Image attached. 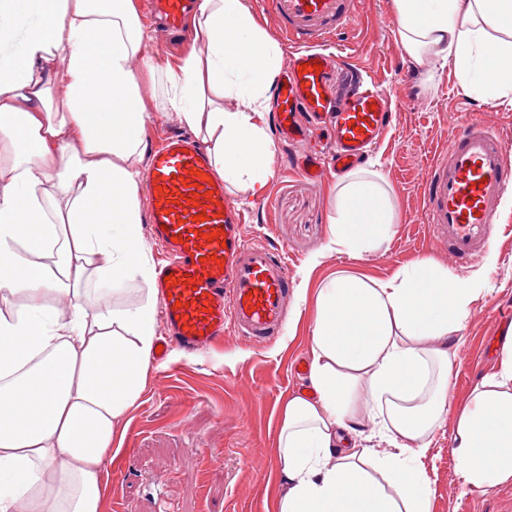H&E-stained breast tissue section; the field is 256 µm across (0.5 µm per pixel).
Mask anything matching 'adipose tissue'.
<instances>
[{
  "label": "adipose tissue",
  "mask_w": 512,
  "mask_h": 512,
  "mask_svg": "<svg viewBox=\"0 0 512 512\" xmlns=\"http://www.w3.org/2000/svg\"><path fill=\"white\" fill-rule=\"evenodd\" d=\"M404 50L452 68L466 95L512 100V0H392ZM207 37L152 67L164 107L251 191L274 178L270 111L283 52L246 0H200ZM98 37L88 51L89 34ZM150 37L134 0H0V512H103L120 424L156 337L140 163ZM331 242L356 254L395 234L396 199L363 167L331 190ZM149 284L88 306L89 281ZM477 283L433 259L390 278L339 273L315 301L309 384L282 405L277 512H430L420 460L448 412ZM459 414L453 452L476 486L512 482V336ZM375 432L395 451L358 439Z\"/></svg>",
  "instance_id": "1"
}]
</instances>
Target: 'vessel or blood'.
Masks as SVG:
<instances>
[{
	"label": "vessel or blood",
	"mask_w": 512,
	"mask_h": 512,
	"mask_svg": "<svg viewBox=\"0 0 512 512\" xmlns=\"http://www.w3.org/2000/svg\"><path fill=\"white\" fill-rule=\"evenodd\" d=\"M268 2L293 49L275 85V132L280 141L311 144L295 169L317 179L361 166L391 122L393 100L366 66L353 69L345 94L335 89L345 60L325 45L353 25L351 0ZM196 9L197 0H145L144 18L173 42ZM460 124L450 153L429 166L422 184L428 229L447 243L456 266L485 256L500 202L512 192V143L485 122ZM319 130L329 150L312 143ZM146 181L149 223L161 248L157 297L167 325L157 359L174 348L213 346L229 329L258 344L280 336L293 292L285 252L245 238L238 205L206 149L185 135H165L153 147Z\"/></svg>",
	"instance_id": "vessel-or-blood-1"
}]
</instances>
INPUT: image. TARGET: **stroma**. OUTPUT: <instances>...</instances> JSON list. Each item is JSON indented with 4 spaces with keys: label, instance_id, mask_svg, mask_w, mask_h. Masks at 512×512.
Returning <instances> with one entry per match:
<instances>
[{
    "label": "stroma",
    "instance_id": "1",
    "mask_svg": "<svg viewBox=\"0 0 512 512\" xmlns=\"http://www.w3.org/2000/svg\"><path fill=\"white\" fill-rule=\"evenodd\" d=\"M353 13L355 25L329 47L352 64L369 65L397 101L391 127L366 162L395 190L396 234L383 253L330 249V176L316 184L286 166L260 191L229 186L244 209L248 238L287 253L294 294L285 331L262 347L229 332L216 348L192 356L176 351L169 362L152 364L127 414L122 450L108 468L106 512H276L285 489L275 451L279 412L288 394L308 382L294 366L308 360L320 283L338 272L386 279L420 258L447 264L446 245L427 228V166L448 152L465 110L512 138L511 102L464 94L449 68L424 81L398 39L391 0H354ZM498 224L495 264L455 271L477 279L483 291L462 331L466 341L452 370L450 411L422 460L430 512H512V482L472 486L452 454L455 415L496 371L500 315L512 312V206L502 207Z\"/></svg>",
    "mask_w": 512,
    "mask_h": 512
}]
</instances>
